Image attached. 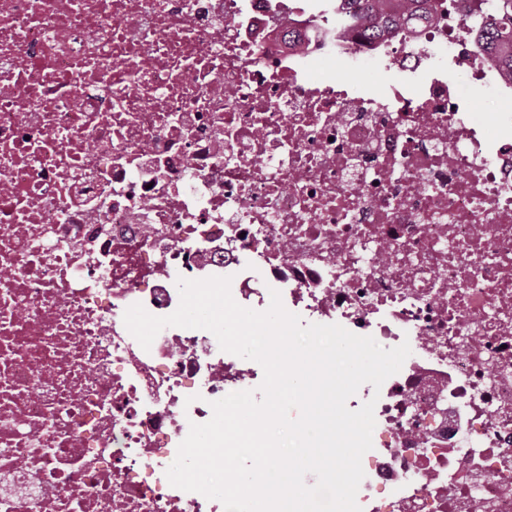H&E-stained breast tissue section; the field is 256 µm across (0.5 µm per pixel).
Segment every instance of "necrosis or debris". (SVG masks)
<instances>
[{
  "label": "necrosis or debris",
  "mask_w": 512,
  "mask_h": 512,
  "mask_svg": "<svg viewBox=\"0 0 512 512\" xmlns=\"http://www.w3.org/2000/svg\"><path fill=\"white\" fill-rule=\"evenodd\" d=\"M468 0L372 40L286 0H0V512H225L166 470L262 367L124 324L231 277L256 311L410 356L376 399L362 512H512V102ZM388 62L383 88L314 64Z\"/></svg>",
  "instance_id": "obj_1"
}]
</instances>
